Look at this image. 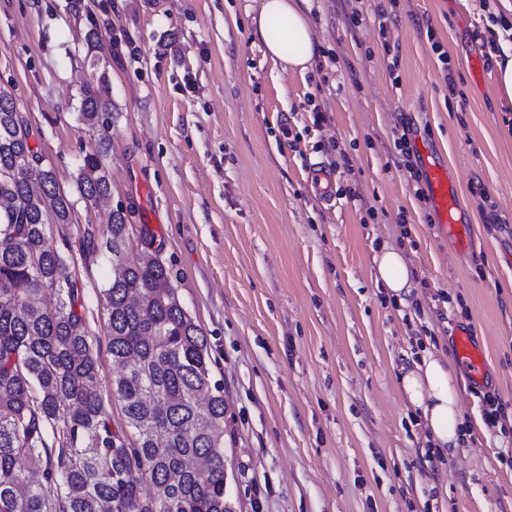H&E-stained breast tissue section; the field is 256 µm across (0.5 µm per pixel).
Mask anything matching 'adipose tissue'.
<instances>
[{
	"label": "adipose tissue",
	"instance_id": "adipose-tissue-1",
	"mask_svg": "<svg viewBox=\"0 0 512 512\" xmlns=\"http://www.w3.org/2000/svg\"><path fill=\"white\" fill-rule=\"evenodd\" d=\"M266 56L282 69L307 71L317 52L312 37L310 0H262L252 31ZM376 279L395 300L412 288V271L402 249L382 245L375 256ZM456 368L449 357L423 349L420 359L402 368L400 384L428 430L427 440L440 455L459 448L465 436L459 409Z\"/></svg>",
	"mask_w": 512,
	"mask_h": 512
}]
</instances>
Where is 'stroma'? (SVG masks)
Wrapping results in <instances>:
<instances>
[{"label": "stroma", "instance_id": "obj_1", "mask_svg": "<svg viewBox=\"0 0 512 512\" xmlns=\"http://www.w3.org/2000/svg\"><path fill=\"white\" fill-rule=\"evenodd\" d=\"M0 0V87L31 146L77 199L52 241L76 253L102 388L112 356L99 250L112 210L130 249H159L209 342L224 387L233 512H512V438L485 423V395L512 429V106L485 59L503 0H312L318 55L282 70L251 37L261 0ZM359 14L360 25L350 18ZM96 26L115 119L112 194L74 182L90 135L78 120L82 37ZM451 60L442 69L431 48ZM441 153L470 238L445 235L409 186L393 130ZM334 174L322 203L310 168ZM414 271L406 305L375 281L383 244ZM484 343V385L457 373L469 434L427 459V431L397 374L420 346L455 356L452 332Z\"/></svg>", "mask_w": 512, "mask_h": 512}]
</instances>
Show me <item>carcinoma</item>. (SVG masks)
<instances>
[{
	"label": "carcinoma",
	"instance_id": "obj_1",
	"mask_svg": "<svg viewBox=\"0 0 512 512\" xmlns=\"http://www.w3.org/2000/svg\"><path fill=\"white\" fill-rule=\"evenodd\" d=\"M79 118L92 130L75 176L84 200L109 197L112 98L95 26L83 36ZM19 128L0 89V512H232L224 462V388L208 341L184 309L159 252L130 262L129 218L112 211L105 249L112 280L99 289L116 375L101 393L81 289L62 277L74 260L51 242L74 202ZM126 426H112L111 398Z\"/></svg>",
	"mask_w": 512,
	"mask_h": 512
}]
</instances>
